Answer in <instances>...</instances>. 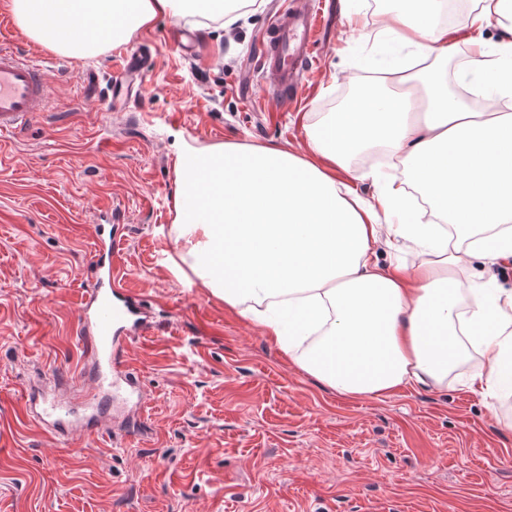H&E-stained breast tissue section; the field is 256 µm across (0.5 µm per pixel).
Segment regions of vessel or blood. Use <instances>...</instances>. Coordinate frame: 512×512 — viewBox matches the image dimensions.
Instances as JSON below:
<instances>
[{
  "label": "vessel or blood",
  "instance_id": "b4317fda",
  "mask_svg": "<svg viewBox=\"0 0 512 512\" xmlns=\"http://www.w3.org/2000/svg\"><path fill=\"white\" fill-rule=\"evenodd\" d=\"M319 30V7L315 0H285L274 22L261 37L263 75L277 95L298 93L310 45ZM49 61L0 48V134L19 136L46 113L49 105L46 70ZM141 56L131 55L114 77L116 91H123L142 74ZM119 245L115 237L102 239L90 264L95 284L88 289L76 317V334L97 357V390L107 396L130 400L140 397L141 385L134 373L118 369L117 346L123 338L148 334L147 309L126 286L113 264ZM26 404L41 427L57 432L80 430L76 415L79 403L45 392L29 393Z\"/></svg>",
  "mask_w": 512,
  "mask_h": 512
}]
</instances>
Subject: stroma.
<instances>
[{"label": "stroma", "mask_w": 512, "mask_h": 512, "mask_svg": "<svg viewBox=\"0 0 512 512\" xmlns=\"http://www.w3.org/2000/svg\"><path fill=\"white\" fill-rule=\"evenodd\" d=\"M281 0L198 23L199 52L169 40L183 21L138 30L156 53L141 88L110 113L116 50L53 57L49 107L20 138L0 136V512H512V396L469 384L470 351L442 386L350 398L289 361L262 330L168 257L182 145L305 151L304 123L336 111L367 76L389 0H327L301 99L284 105L258 73L259 40ZM448 91L475 78L467 19L453 26ZM151 308L148 336L122 345L144 393L134 435L48 431L24 392L92 388L76 334L98 226Z\"/></svg>", "instance_id": "1"}]
</instances>
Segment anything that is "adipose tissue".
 Masks as SVG:
<instances>
[{"instance_id": "1", "label": "adipose tissue", "mask_w": 512, "mask_h": 512, "mask_svg": "<svg viewBox=\"0 0 512 512\" xmlns=\"http://www.w3.org/2000/svg\"><path fill=\"white\" fill-rule=\"evenodd\" d=\"M437 0H398L382 25L430 64L400 70L404 91L375 108L358 99L305 125L308 155L279 147L184 146L175 163L170 259L225 306L262 327L300 369L339 394L380 397L411 383L442 385L476 349L477 381L512 393V290L484 289L460 310L469 260L512 258V114L471 111L448 96L447 26ZM12 16L40 46L74 59L127 42L161 17L203 16L233 25L224 0H10ZM498 25L487 47L479 34ZM469 26L480 86L512 83L490 50L512 57V0H479ZM395 159L392 183L372 198L355 188L368 172L338 167L370 148ZM439 221L406 206L404 184ZM463 244L452 243V236ZM429 253L413 271L381 266L378 242Z\"/></svg>"}]
</instances>
